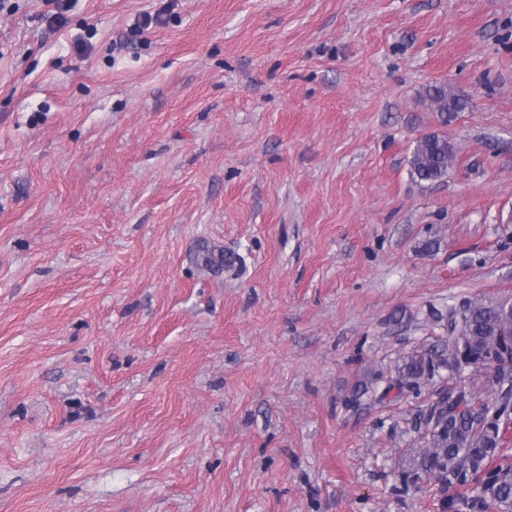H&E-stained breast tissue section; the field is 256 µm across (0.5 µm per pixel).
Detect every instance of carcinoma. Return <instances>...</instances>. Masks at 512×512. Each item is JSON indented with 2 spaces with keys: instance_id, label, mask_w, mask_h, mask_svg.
<instances>
[{
  "instance_id": "1",
  "label": "carcinoma",
  "mask_w": 512,
  "mask_h": 512,
  "mask_svg": "<svg viewBox=\"0 0 512 512\" xmlns=\"http://www.w3.org/2000/svg\"><path fill=\"white\" fill-rule=\"evenodd\" d=\"M425 99L444 124L449 115L470 105L446 82L427 86ZM454 160L447 136L426 134L412 151L410 173L421 182H439ZM194 259L211 271L236 263L234 254L208 242L197 245ZM436 321L447 331L446 338L401 355L390 373L364 370L352 386L350 401L383 400L393 390L417 395L434 379L445 390L453 382L457 390L445 399L436 397L425 409L423 436L402 465L403 482L437 480L443 489L441 512H486L491 504L497 512H512V450L507 448L512 429V315L503 298L477 297L436 313ZM489 351L497 355L506 380L490 399L479 401L469 384L479 371L464 375L454 369L459 356L478 360Z\"/></svg>"
}]
</instances>
